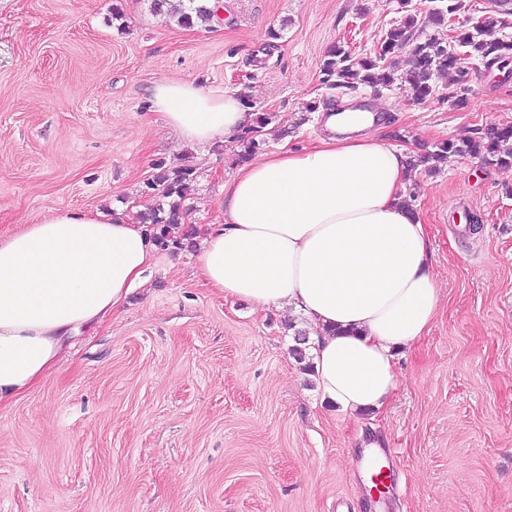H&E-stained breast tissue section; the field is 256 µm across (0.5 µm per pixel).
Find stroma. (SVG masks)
<instances>
[{
  "mask_svg": "<svg viewBox=\"0 0 512 512\" xmlns=\"http://www.w3.org/2000/svg\"><path fill=\"white\" fill-rule=\"evenodd\" d=\"M400 17L399 0H224L188 29L151 0H0V234L51 210L136 214L158 162L193 168L195 233L221 223L234 144L182 142L152 110L163 79L274 113L265 154L312 146L325 110L366 96L409 155L512 123V82L476 62L460 107L447 78L422 103L325 88L331 45L373 54ZM404 193L441 302L384 411L324 402L313 354L292 352L301 313L224 299L193 247L161 249L128 305L0 412V512H512V169L451 156ZM372 444L394 475L382 494Z\"/></svg>",
  "mask_w": 512,
  "mask_h": 512,
  "instance_id": "obj_1",
  "label": "stroma"
}]
</instances>
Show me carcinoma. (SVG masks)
Here are the masks:
<instances>
[{"mask_svg":"<svg viewBox=\"0 0 512 512\" xmlns=\"http://www.w3.org/2000/svg\"><path fill=\"white\" fill-rule=\"evenodd\" d=\"M431 6L421 16L409 8L411 0H399L404 16L387 28L375 55L357 57L345 45L338 43L324 55L321 75L329 89L356 91L360 88L390 87L396 83L420 103L436 92L434 81L449 73L455 74L457 104L466 102L468 93L467 60L474 58L488 67L512 54V41L491 34L485 25L475 23L466 28H453L444 34L448 21L459 9L458 0H430ZM154 12L177 17L178 24L191 28L206 23L215 16L205 0H152ZM431 27L434 32H426ZM405 53L408 68L400 73L391 59ZM274 114L261 112L254 123L237 136L238 158L245 161L260 147L262 129L270 124ZM479 159L503 169L512 168V125L503 124L488 129L483 135L456 141H442L412 156L411 166L435 165L448 155ZM193 171L187 166L167 167L156 164V173L148 188L157 192L158 203L136 215V219L152 229V236L163 249H182L183 238L171 234L174 228L186 224L184 202L191 192Z\"/></svg>","mask_w":512,"mask_h":512,"instance_id":"obj_1","label":"carcinoma"}]
</instances>
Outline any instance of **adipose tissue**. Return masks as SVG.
I'll return each mask as SVG.
<instances>
[{"label":"adipose tissue","instance_id":"adipose-tissue-1","mask_svg":"<svg viewBox=\"0 0 512 512\" xmlns=\"http://www.w3.org/2000/svg\"><path fill=\"white\" fill-rule=\"evenodd\" d=\"M151 101L189 143L253 122L240 97L193 81H158ZM324 129L311 147L242 167L193 259L225 298L301 312L323 398L379 412L398 386L396 351L420 341L438 312L430 241L402 204L409 158L382 140L374 115L333 110ZM155 250L146 225L99 211L53 212L0 236V409L57 368L73 334L122 307Z\"/></svg>","mask_w":512,"mask_h":512}]
</instances>
